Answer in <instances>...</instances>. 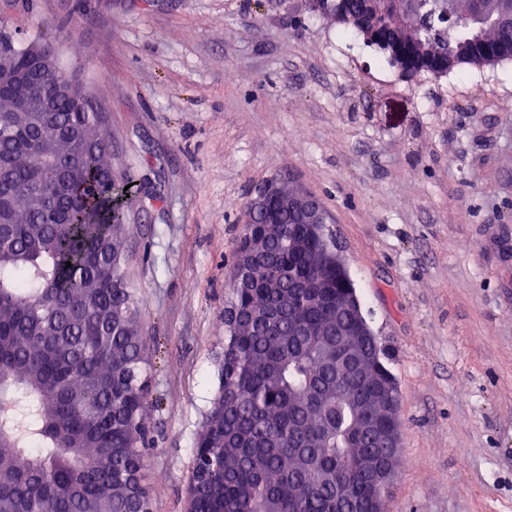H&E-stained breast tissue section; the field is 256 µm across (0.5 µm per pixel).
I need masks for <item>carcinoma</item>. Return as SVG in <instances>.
<instances>
[{"label":"carcinoma","mask_w":512,"mask_h":512,"mask_svg":"<svg viewBox=\"0 0 512 512\" xmlns=\"http://www.w3.org/2000/svg\"><path fill=\"white\" fill-rule=\"evenodd\" d=\"M413 78L461 65L512 60V0H407L370 15L363 0H313ZM56 128L83 129L100 146L44 209L29 194L52 163L34 156L35 133L3 142V180L18 194V223L0 240V512H153L145 465L148 338L126 287L128 182L112 180L100 114L61 101ZM311 252L330 238L281 217L259 273L279 282L231 291L255 309L249 325L224 324L221 391L205 417L187 512H376L391 479L365 466L392 449L366 439L357 404L374 379L324 358L336 302L352 280L313 273ZM72 267H66V263Z\"/></svg>","instance_id":"cac0c4a2"}]
</instances>
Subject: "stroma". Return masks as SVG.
Returning a JSON list of instances; mask_svg holds the SVG:
<instances>
[{"instance_id": "obj_1", "label": "stroma", "mask_w": 512, "mask_h": 512, "mask_svg": "<svg viewBox=\"0 0 512 512\" xmlns=\"http://www.w3.org/2000/svg\"><path fill=\"white\" fill-rule=\"evenodd\" d=\"M103 116L150 338L153 512H184L242 212L317 197L397 380L389 512H512V61L404 77L310 0H0Z\"/></svg>"}]
</instances>
